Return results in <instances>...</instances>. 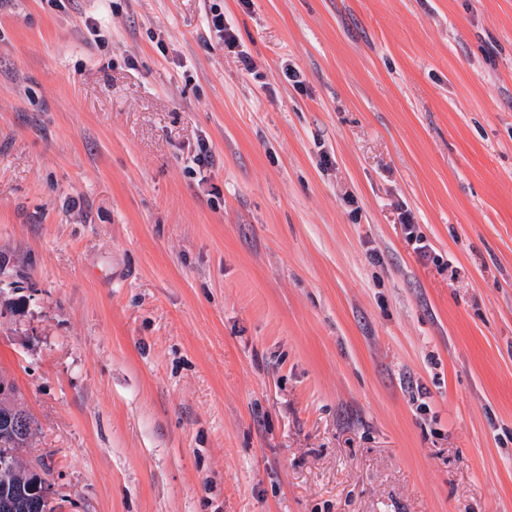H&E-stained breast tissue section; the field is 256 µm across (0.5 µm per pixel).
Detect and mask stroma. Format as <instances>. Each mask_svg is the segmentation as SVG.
I'll list each match as a JSON object with an SVG mask.
<instances>
[{
	"label": "stroma",
	"instance_id": "1",
	"mask_svg": "<svg viewBox=\"0 0 512 512\" xmlns=\"http://www.w3.org/2000/svg\"><path fill=\"white\" fill-rule=\"evenodd\" d=\"M0 376L56 512H512V0H0Z\"/></svg>",
	"mask_w": 512,
	"mask_h": 512
}]
</instances>
